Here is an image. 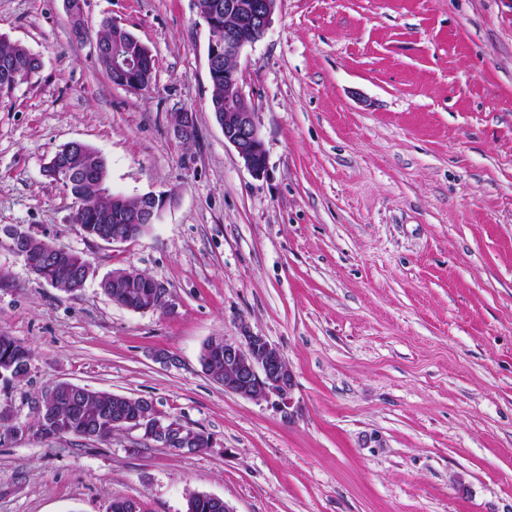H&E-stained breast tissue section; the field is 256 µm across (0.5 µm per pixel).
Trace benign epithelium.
<instances>
[{
	"label": "benign epithelium",
	"mask_w": 512,
	"mask_h": 512,
	"mask_svg": "<svg viewBox=\"0 0 512 512\" xmlns=\"http://www.w3.org/2000/svg\"><path fill=\"white\" fill-rule=\"evenodd\" d=\"M278 0H224L203 15L209 28L208 67L212 77L224 76V111L215 113V120L251 174L260 178L268 171V154L262 136L259 112L243 92L238 78L237 59L242 50L264 37L272 23ZM154 60L143 55L115 57L112 74L130 91H142L151 85ZM174 135L189 140L196 133L195 114H176ZM171 196L149 192L140 196L139 205L130 209L125 198L112 197L116 203L112 235L101 236L107 243L135 240L155 224ZM29 235L15 228L0 231V241L30 269L37 262L26 249ZM212 347L224 346V391L245 398L263 396L278 398L282 408L294 387V375L281 352L264 336L248 327L241 329L238 340L223 336L210 339ZM124 431H141L153 444L173 452L191 454L200 451V434L188 431L182 423L161 418L155 406L142 413V423L122 426Z\"/></svg>",
	"instance_id": "obj_1"
}]
</instances>
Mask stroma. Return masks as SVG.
<instances>
[{
    "label": "stroma",
    "instance_id": "1",
    "mask_svg": "<svg viewBox=\"0 0 512 512\" xmlns=\"http://www.w3.org/2000/svg\"><path fill=\"white\" fill-rule=\"evenodd\" d=\"M106 18L151 51L147 90L102 70ZM84 19L79 38L64 0H0V38L41 60L0 104V225L96 270L64 293L0 245V333L34 352L0 403L27 424L68 381L152 400L213 444L17 435L0 442V512H186L195 493L231 512H512V0H278L237 60L261 178L210 110L196 0H84ZM72 141L104 158L111 193L170 195L146 234L84 237L43 174ZM117 269L169 308L112 302L97 279ZM244 325L291 369L289 408L202 370L208 340Z\"/></svg>",
    "mask_w": 512,
    "mask_h": 512
}]
</instances>
